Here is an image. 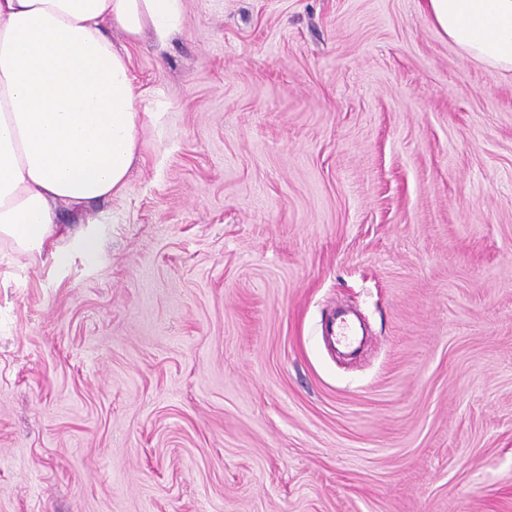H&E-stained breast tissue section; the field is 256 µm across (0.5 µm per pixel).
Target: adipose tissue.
<instances>
[{"label": "adipose tissue", "mask_w": 512, "mask_h": 512, "mask_svg": "<svg viewBox=\"0 0 512 512\" xmlns=\"http://www.w3.org/2000/svg\"><path fill=\"white\" fill-rule=\"evenodd\" d=\"M425 10L468 56L512 71V0ZM182 12L183 0H0V241L17 254L42 255L56 203L123 196L143 126L127 47Z\"/></svg>", "instance_id": "obj_1"}]
</instances>
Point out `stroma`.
<instances>
[{
	"label": "stroma",
	"instance_id": "35a3bbf8",
	"mask_svg": "<svg viewBox=\"0 0 512 512\" xmlns=\"http://www.w3.org/2000/svg\"><path fill=\"white\" fill-rule=\"evenodd\" d=\"M184 4L123 197L0 243V512H512V73L424 0Z\"/></svg>",
	"mask_w": 512,
	"mask_h": 512
}]
</instances>
